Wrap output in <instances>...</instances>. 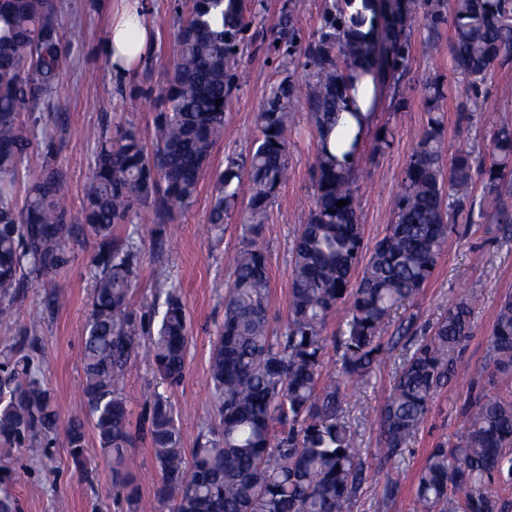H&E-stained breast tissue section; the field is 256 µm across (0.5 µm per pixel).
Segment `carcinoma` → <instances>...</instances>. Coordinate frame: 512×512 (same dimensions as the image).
Wrapping results in <instances>:
<instances>
[{
	"label": "carcinoma",
	"mask_w": 512,
	"mask_h": 512,
	"mask_svg": "<svg viewBox=\"0 0 512 512\" xmlns=\"http://www.w3.org/2000/svg\"><path fill=\"white\" fill-rule=\"evenodd\" d=\"M351 2L325 0L302 63L297 16L303 0H286L268 47L279 58L280 78L258 113V138L247 160H227L220 175L210 229H223L237 208L245 175L247 239L228 257L233 278L224 288V324L209 357L218 424L188 459L168 397L149 396L148 428L142 430L133 427L123 392L146 320L157 322L146 358L168 387L181 383L186 307L180 290L171 287L147 315L135 311L139 246L133 235L122 238L116 230L145 213L156 217L161 209L193 202L212 150L224 138L246 35L264 0H192L161 92L155 148L148 151L132 128L99 133L79 225L69 223L67 182L59 169L48 160L36 174L20 169L32 144L20 110L51 98L66 59L57 0H0V322L16 315L14 289L21 283L39 285L66 266L81 236L88 233L97 242L81 356L84 401L61 417L34 363L40 321L31 320L0 359L1 460L61 430L75 465L82 467L90 427L100 451L112 459V482L126 491L130 512H138L127 452L144 434L160 474L157 498L169 512H349L365 470L342 416L345 389L363 384L382 363V334L392 313L420 294L458 225L490 220L512 232V118L496 122L487 153L459 150L447 167L443 104L452 87L431 80L423 95L432 115L404 169L394 221L363 259L352 162L363 143L357 134L341 141L340 158L327 146L350 71L371 69L381 83L395 84L411 61L413 26L425 30L428 53L440 50L449 26L455 69L463 77L461 96H477L499 61L512 57V0H373L380 26L370 39L357 31L361 17L348 16ZM300 64L309 71L301 84L293 71ZM302 100L317 139L314 208L299 225L291 251L288 323L274 335L262 232L267 209L288 180V133ZM476 174L483 182L479 198ZM21 182L27 189L19 208L13 197ZM340 200L346 201L341 208ZM344 304L348 319L337 342L338 379L324 373V330ZM474 305L461 296L427 332L408 337L378 419L385 460L403 454L435 398L448 390L457 357L472 336ZM483 377L461 408L462 429L435 444L416 474L417 512H508L507 502L480 487L497 483L512 489V296L497 307ZM9 480L7 473L0 478V512H18Z\"/></svg>",
	"instance_id": "carcinoma-1"
}]
</instances>
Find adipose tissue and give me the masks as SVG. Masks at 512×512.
<instances>
[{"label": "adipose tissue", "instance_id": "obj_1", "mask_svg": "<svg viewBox=\"0 0 512 512\" xmlns=\"http://www.w3.org/2000/svg\"><path fill=\"white\" fill-rule=\"evenodd\" d=\"M153 44L140 0H117L112 14V28L102 45V53L117 76L132 72L148 54ZM353 86L347 109L374 117L384 104L382 85L373 74L356 70L350 74Z\"/></svg>", "mask_w": 512, "mask_h": 512}]
</instances>
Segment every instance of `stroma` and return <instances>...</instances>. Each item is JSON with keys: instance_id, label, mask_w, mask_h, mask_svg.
Here are the masks:
<instances>
[{"instance_id": "1", "label": "stroma", "mask_w": 512, "mask_h": 512, "mask_svg": "<svg viewBox=\"0 0 512 512\" xmlns=\"http://www.w3.org/2000/svg\"><path fill=\"white\" fill-rule=\"evenodd\" d=\"M285 0H265L266 10L256 18L243 56L249 64L246 76L232 94L227 108L224 139L218 142L209 164L200 176L194 202L185 209L165 213L166 235L153 233L151 225L118 227V234L135 233L140 249L138 276L132 294L135 310L143 312L153 303L157 288L174 282L182 289L190 321L186 372L182 384L166 389L143 356L132 357L124 395L133 423L145 418L144 403L153 392L168 393L181 430L185 450L197 445L199 435L212 424V393L208 384V357L217 330L224 320L220 283L229 282L232 270L227 254L244 245L239 217H232L223 231L209 229V214L216 179L227 158L244 159L257 135L256 117L270 87L279 78L278 60L267 44ZM58 31L67 49L53 109L62 120L53 129L51 141H36L28 154L29 167L44 159L65 173L69 189L72 223H79L86 192L89 166L95 143L92 135L117 125L130 126L142 135L147 147L156 144L157 98L171 73L175 33L180 12L175 0H147L146 21L153 33V48L137 72L126 78L113 76L100 48L112 18V0H58ZM442 79L453 84L461 77L454 68L451 51L428 54L420 36L412 38V59L401 88L404 111L385 106L378 112L354 164L360 186L358 211L367 246L381 239L392 220L394 200L400 191L406 164L413 153L417 134L429 119L426 102L419 92L422 83ZM512 85V59L498 64L494 75L476 98L459 104L448 98L444 105V156L452 158L463 147L486 148L490 130L501 110L512 100L502 98L498 88ZM109 108H102V101ZM387 132L389 144L374 151L375 139ZM315 141L307 105H299L295 128L289 136L290 178L268 208L263 231L271 276L269 323L281 331L288 319L290 258L296 230L305 223L312 208ZM96 243L86 239L76 248L74 259L53 273L45 287L22 288L17 294L19 316L10 324L0 323V349L13 344L28 319L41 322L40 360L42 371L61 412L83 399L80 365L86 319L90 309V261ZM61 292L66 303L48 309V294ZM476 297L473 335L457 363L456 376L447 393L439 396L424 427L414 436L398 459L388 462L380 455L375 419L389 394L395 373L406 353L399 340V325L421 331L440 319L451 301L461 293ZM512 295V238H504L498 225L473 224L452 236L430 281L419 296L396 309L382 337L387 351L367 384L350 389L343 415L364 462L366 480L353 497L351 512H415L414 478L430 448L455 433L462 418L460 409L481 383V371L499 302ZM131 475L139 489V512H168L158 501L160 482L148 440H138L129 451ZM89 463L76 469L63 435L47 445L22 448L7 467L9 488L20 512H127L123 490L112 483V467L96 439L88 441ZM396 478L400 493L395 500L382 496L388 478Z\"/></svg>"}]
</instances>
